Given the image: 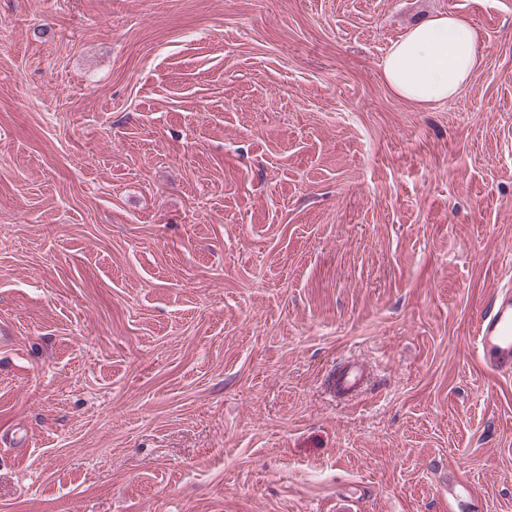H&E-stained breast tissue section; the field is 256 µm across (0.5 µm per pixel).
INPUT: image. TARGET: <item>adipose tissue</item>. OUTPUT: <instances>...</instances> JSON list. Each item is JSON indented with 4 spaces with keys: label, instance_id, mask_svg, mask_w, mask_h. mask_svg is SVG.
<instances>
[{
    "label": "adipose tissue",
    "instance_id": "adipose-tissue-1",
    "mask_svg": "<svg viewBox=\"0 0 512 512\" xmlns=\"http://www.w3.org/2000/svg\"><path fill=\"white\" fill-rule=\"evenodd\" d=\"M476 28L454 16L431 18L394 41L382 61L383 76L400 97L420 105L456 98L478 69Z\"/></svg>",
    "mask_w": 512,
    "mask_h": 512
}]
</instances>
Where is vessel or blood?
Returning a JSON list of instances; mask_svg holds the SVG:
<instances>
[{"label": "vessel or blood", "mask_w": 512, "mask_h": 512, "mask_svg": "<svg viewBox=\"0 0 512 512\" xmlns=\"http://www.w3.org/2000/svg\"><path fill=\"white\" fill-rule=\"evenodd\" d=\"M474 348L479 359L493 373L512 374V289L497 292L477 320ZM369 371L364 363L346 366L336 377V391H357Z\"/></svg>", "instance_id": "1"}]
</instances>
